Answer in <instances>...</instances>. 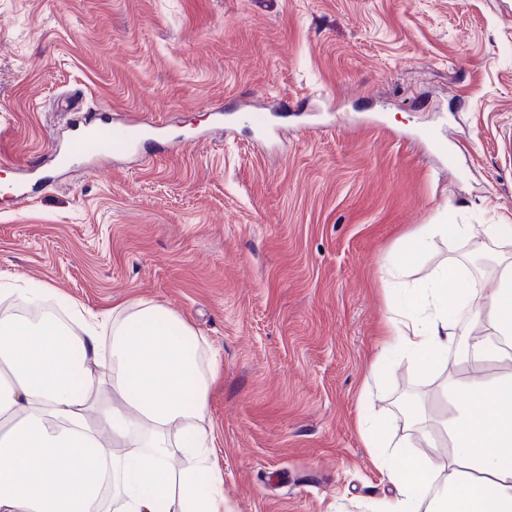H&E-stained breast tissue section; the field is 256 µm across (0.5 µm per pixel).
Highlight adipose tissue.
<instances>
[{
  "instance_id": "1",
  "label": "adipose tissue",
  "mask_w": 512,
  "mask_h": 512,
  "mask_svg": "<svg viewBox=\"0 0 512 512\" xmlns=\"http://www.w3.org/2000/svg\"><path fill=\"white\" fill-rule=\"evenodd\" d=\"M462 239L473 253L501 246L492 288L479 289L451 261L390 310L380 350L410 355L425 371L455 356L478 360L482 340L458 327L474 309L493 335L512 341L511 224H425L411 253L435 237ZM40 315H0V512H224L210 458L207 397L217 361L199 364L204 338L168 308L115 305L111 319L84 318L80 333L52 313L51 288H26ZM110 389L117 402L101 399ZM442 421L451 453L442 490L426 461L405 456L388 477L395 494L381 512H512V372L489 381L449 379ZM194 460L174 471L175 452Z\"/></svg>"
}]
</instances>
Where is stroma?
I'll list each match as a JSON object with an SVG mask.
<instances>
[{
    "instance_id": "stroma-1",
    "label": "stroma",
    "mask_w": 512,
    "mask_h": 512,
    "mask_svg": "<svg viewBox=\"0 0 512 512\" xmlns=\"http://www.w3.org/2000/svg\"><path fill=\"white\" fill-rule=\"evenodd\" d=\"M163 122L173 143L105 172L72 163L0 196V289L24 276L86 312L146 299L217 356L206 424L227 512H373L394 487L361 423L440 467L454 362L369 371L410 234L453 211L512 225V0H0V181L51 167L65 99ZM305 99L280 137L212 106ZM454 146L447 160L430 131ZM438 237L485 286L494 250Z\"/></svg>"
}]
</instances>
